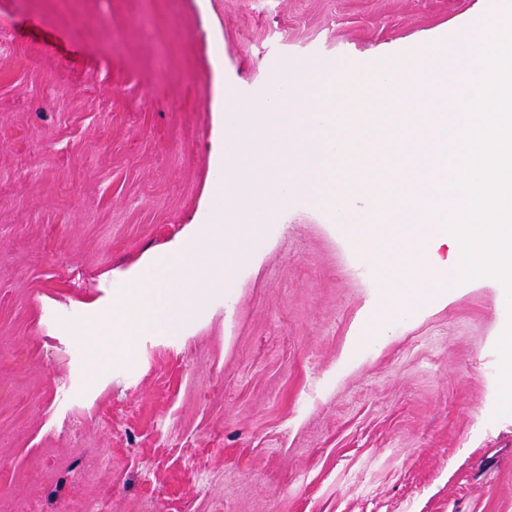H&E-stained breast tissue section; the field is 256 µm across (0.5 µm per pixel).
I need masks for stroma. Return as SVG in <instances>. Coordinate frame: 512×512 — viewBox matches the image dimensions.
I'll list each match as a JSON object with an SVG mask.
<instances>
[{"mask_svg": "<svg viewBox=\"0 0 512 512\" xmlns=\"http://www.w3.org/2000/svg\"><path fill=\"white\" fill-rule=\"evenodd\" d=\"M484 0H0V512H512L502 284L374 337L380 271L318 195L170 336L101 366L65 320L223 200L213 136L291 67L377 66ZM105 453L108 468L70 471Z\"/></svg>", "mask_w": 512, "mask_h": 512, "instance_id": "obj_1", "label": "stroma"}]
</instances>
